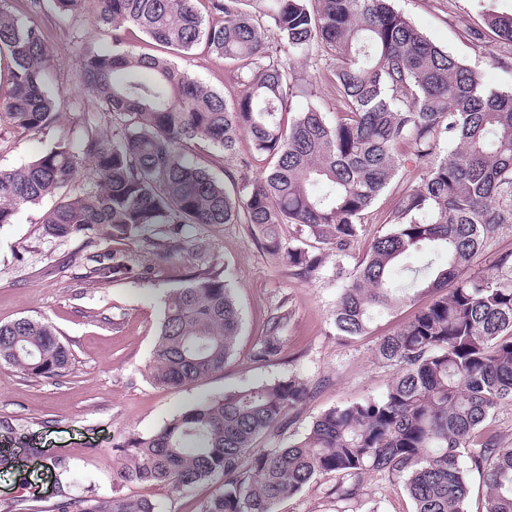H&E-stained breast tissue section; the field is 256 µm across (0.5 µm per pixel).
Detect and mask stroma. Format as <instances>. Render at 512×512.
<instances>
[{
  "mask_svg": "<svg viewBox=\"0 0 512 512\" xmlns=\"http://www.w3.org/2000/svg\"><path fill=\"white\" fill-rule=\"evenodd\" d=\"M393 5L428 39L478 71L486 88L512 85V45L497 41L484 22L485 14L511 11L512 0H393ZM12 10L21 22L42 28L54 52L52 88L67 100L59 128H0V166L17 168L49 149L59 129L80 132L85 96L79 49L106 47L110 40L89 13L65 25L51 11H32L28 0H12ZM178 65L225 97L235 95L223 67L203 47ZM294 68L300 78L314 83L313 96L298 99L297 109L312 104L335 116L341 102L330 83L317 78L304 57L296 58ZM399 198V186L388 188L366 214L352 254L328 259L322 270L307 277L294 275L268 256L249 225L179 227L183 240L205 243L212 259L225 268L241 326L236 353L223 373L172 390L152 383L149 366L164 298L184 285L187 258L164 259L130 241L125 248L136 255L133 271L99 283L91 275V258L112 250V242L93 234L71 239L45 235L39 219L53 206V198L19 211L13 223L0 227V324L22 317L50 321L69 347L73 364L66 376L38 381L0 367V439L16 452L14 468L0 471V512H8L28 485L35 490L33 505L42 512L64 495L115 489L151 498L159 512H199L218 480L187 492L123 484L116 475L113 445L130 434L155 431L192 403L261 380L296 376L307 382L309 395L278 433L256 442L259 453L286 446L328 408L382 394L396 370L377 357L376 348L381 337L411 318L415 304L380 314L369 335L347 340L337 337L332 311L343 285L337 267L353 268L363 258L374 236L386 231L385 220ZM282 309L289 318L281 330L280 357L253 361L268 320ZM335 483V475L319 476L278 510L336 512L329 495ZM366 486L358 512H412L401 481L372 474Z\"/></svg>",
  "mask_w": 512,
  "mask_h": 512,
  "instance_id": "1",
  "label": "stroma"
}]
</instances>
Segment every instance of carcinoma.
Wrapping results in <instances>:
<instances>
[{"mask_svg": "<svg viewBox=\"0 0 512 512\" xmlns=\"http://www.w3.org/2000/svg\"><path fill=\"white\" fill-rule=\"evenodd\" d=\"M91 4L111 46H85L79 71L87 111L103 124L61 134L37 159L0 168V226L23 207L58 197L44 232H94L162 258L189 249L177 226L248 224L266 253L310 275L327 255H348L363 219L409 161L425 166L407 186L389 229L374 236L345 277L333 310L336 335L369 333L377 315L424 294L399 330L383 337L380 359L397 374L377 397L328 409L284 448L254 453L307 399L306 381H263L196 402L156 432L113 448L125 482L192 489L224 482L199 512H278L319 475L336 474L332 495L354 504L368 474L401 479L414 512H467L468 473L483 474V512H512V446L489 430L512 405V251L476 270L474 259L512 224V87L486 90L479 74L427 39L390 0H29L67 21ZM486 23L512 44V12ZM159 53L136 50L141 38ZM204 44L239 88L232 99L171 59ZM317 57L342 109L333 121L313 105L290 57ZM0 124L42 131L60 121L49 90L52 52L43 31L24 25L0 0ZM109 126L104 131L102 125ZM252 151L238 150L241 138ZM455 145L439 156L442 143ZM219 153L197 158L200 144ZM265 168L249 177L256 158ZM224 168L225 181L210 167ZM87 185L70 187L76 175ZM294 224L285 243L278 226ZM415 254L427 256L420 269ZM119 248L93 274L130 270ZM286 315L272 317L252 358L282 352ZM240 312L224 271L199 257L188 285L171 291L150 364L158 386L200 385L236 351ZM72 353L45 320L0 324V367L31 379L69 372ZM467 457V464L461 458ZM49 512H158L141 497L63 496Z\"/></svg>", "mask_w": 512, "mask_h": 512, "instance_id": "carcinoma-1", "label": "carcinoma"}]
</instances>
